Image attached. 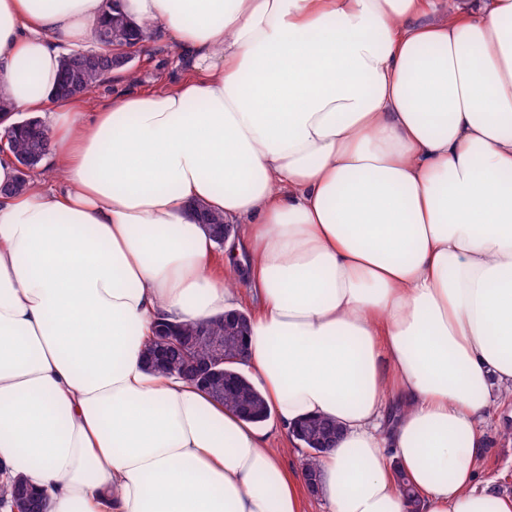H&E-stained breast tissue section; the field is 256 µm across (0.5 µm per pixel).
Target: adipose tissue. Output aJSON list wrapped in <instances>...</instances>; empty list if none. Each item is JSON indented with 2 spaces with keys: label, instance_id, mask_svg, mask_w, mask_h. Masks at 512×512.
<instances>
[{
  "label": "adipose tissue",
  "instance_id": "ef3b65f1",
  "mask_svg": "<svg viewBox=\"0 0 512 512\" xmlns=\"http://www.w3.org/2000/svg\"><path fill=\"white\" fill-rule=\"evenodd\" d=\"M105 0H0V93L42 114ZM186 75L50 134L0 195V462L46 512H305L268 431L150 370L159 320L244 311L241 371L341 434L329 512H512L482 477L512 394V0H118ZM202 204L240 225L216 245Z\"/></svg>",
  "mask_w": 512,
  "mask_h": 512
}]
</instances>
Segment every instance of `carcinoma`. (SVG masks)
Masks as SVG:
<instances>
[{"label":"carcinoma","instance_id":"carcinoma-1","mask_svg":"<svg viewBox=\"0 0 512 512\" xmlns=\"http://www.w3.org/2000/svg\"><path fill=\"white\" fill-rule=\"evenodd\" d=\"M110 36L106 39L98 36V48L73 50L62 56L60 82L51 92L55 100H66L80 96L100 82L114 70L122 69L117 63L115 53L118 49L134 42H143L147 35L142 26L117 11L110 12L104 24ZM10 137L12 155L17 162L32 170L48 155L51 147L49 128L37 116L19 121L7 130ZM198 222L209 225L218 246H224V234L233 233V225L224 224V217L204 207L197 213ZM169 322L160 321L154 329L159 334L163 329L170 328ZM181 336L188 340L199 339L189 354L178 348L167 351L164 359H157L160 350L158 341L154 340L147 349L148 362L155 369L165 373H176L183 378L191 379L193 363H206L213 359L209 343L204 340L208 336L224 335V320L217 318L207 322L178 324L174 326ZM243 349L236 345H228L221 354V372L214 374L204 390L217 402L234 410L243 419L262 423L268 417V408L263 396L251 384L249 379L237 369L239 357ZM300 441L309 445L306 471H315L318 454L323 449L317 443L325 439L329 433L338 431L336 422L326 418H310L300 422ZM25 508L28 512H45V498L20 480H12L0 485V509L13 512V508Z\"/></svg>","mask_w":512,"mask_h":512}]
</instances>
